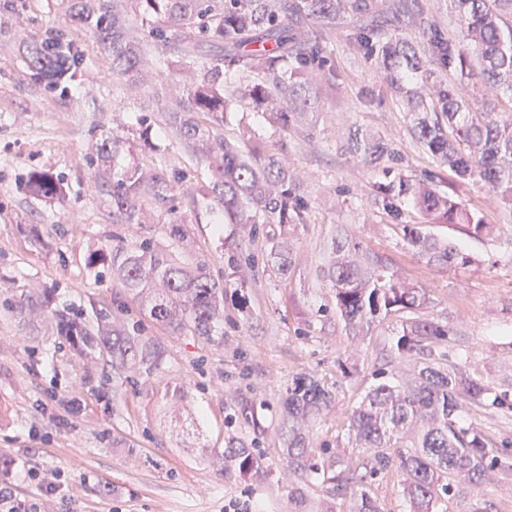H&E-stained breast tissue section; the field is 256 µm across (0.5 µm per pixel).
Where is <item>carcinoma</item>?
Instances as JSON below:
<instances>
[{
    "label": "carcinoma",
    "instance_id": "carcinoma-1",
    "mask_svg": "<svg viewBox=\"0 0 512 512\" xmlns=\"http://www.w3.org/2000/svg\"><path fill=\"white\" fill-rule=\"evenodd\" d=\"M73 37L57 31L25 45L24 61L33 78L50 91L74 79L83 53L75 37L90 33L111 61L116 78L142 75L149 63L138 28L121 8L134 7L135 19L148 26L163 61L173 63L179 79L173 98L156 92L154 113L175 129L196 163L205 171L197 192L224 210V223L243 229L231 268L255 267L263 249L271 272L288 279L293 266V233L306 223L310 208L297 177L254 137L224 131L242 102L282 125L308 136L321 110L319 86L336 84V67L326 66L328 36L336 22L354 18L350 43L374 61L380 79L401 100L409 116L411 137L435 158L437 166L461 180L495 190L512 207V122L471 105L455 80L429 84L432 69L453 70L480 78L477 94L512 102V0H448L457 31L438 34L441 23L415 14L407 0H70ZM29 0H0V20L18 19ZM410 29L429 34L419 51ZM336 150L360 163L382 167L368 198L374 210L401 229L414 255L432 266L453 268L473 263L455 243L436 237L431 224H455L474 236L492 232L476 210L461 205L431 177L416 178L393 166L398 155L381 135L360 128ZM120 141L96 138L89 158L94 187L112 202V238L90 257L102 274L116 282L124 298L116 309L90 304L92 315L56 314L60 335L81 353L94 354L119 378L128 372L151 375L163 362L162 347L121 319L129 302L156 326L206 344L224 340V278L213 274L208 258L188 260L174 245L188 237L191 218L180 214L167 224L171 243L164 245L141 232L149 223L145 201L168 204L179 181L155 166L120 163ZM25 186L48 200L60 195V182L33 173ZM410 202L420 221H406L402 203ZM334 293V311L346 330L360 335L376 318L416 310L426 300L420 289L402 281L388 258L364 247L344 228L331 238L329 260L322 269ZM53 290L43 288L20 297L19 314L49 310ZM448 325L428 319L402 327L389 358L407 359L405 379L379 367L374 382L347 416L348 442L366 453L362 462L338 449L323 459L313 446L316 422L334 403L335 384L323 377L296 375L283 399L282 455L296 477L331 482L336 498L348 499V512H382L372 482L394 473L409 512H438L459 487H480L491 472L512 471V463L495 454L487 435L462 422L468 406L512 410V389L491 385L458 367L439 363L434 345L448 340ZM233 457L245 478L265 476L263 461L245 441Z\"/></svg>",
    "mask_w": 512,
    "mask_h": 512
}]
</instances>
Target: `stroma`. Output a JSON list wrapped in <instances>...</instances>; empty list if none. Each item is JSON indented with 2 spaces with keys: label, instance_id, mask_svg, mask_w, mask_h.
<instances>
[{
  "label": "stroma",
  "instance_id": "35a3bbf8",
  "mask_svg": "<svg viewBox=\"0 0 512 512\" xmlns=\"http://www.w3.org/2000/svg\"><path fill=\"white\" fill-rule=\"evenodd\" d=\"M70 27L61 0H32L15 28L0 32V453L11 459L8 480L16 494L36 512H224L225 500L244 491L257 512H312L316 502L333 501L329 485L319 483L304 486L303 499L291 497L281 456V398L302 372L337 382L336 410L314 431L315 444L335 445L346 434V414L372 383V369L385 362L411 316L377 319L358 339L338 317L319 316L334 303L319 271L339 225L425 290L427 302L416 315L449 325V365L491 383L512 382V211L486 188L438 171L413 141L403 105L383 87L375 64L352 50L347 20L329 43L338 78L335 87L320 90L323 110L312 138L275 130L247 107L234 116L288 162L310 200L307 221L295 230L287 279L259 269L249 288H238L226 264L233 227L197 194L203 169L172 129L152 130L164 170L182 174L177 206L191 223L179 251L206 255L227 281L222 344L143 323L142 335L162 346L163 363L152 376L120 383L111 380L109 366L90 363L64 343L51 317L22 318L14 305L37 288L54 289L55 307L78 313L119 295L88 265L91 251L112 234L110 200L95 191L88 160L95 138L108 132L123 140L127 158L149 161L135 118L174 76L164 67L145 80L113 77L108 57L86 34L77 78L65 94H50L31 76L19 40ZM358 125L392 144L403 173L438 172L461 203L496 225L494 235L482 238L432 226L436 236L469 253L471 265L442 270L426 264L406 249L395 224L374 213L367 203L374 172L334 149ZM34 171L59 179L60 201L21 191ZM74 398L75 411L69 408ZM465 419L512 455V412L475 410ZM235 438L252 441L270 472L267 480L239 476ZM46 479L58 486L49 497L41 492ZM445 512H512V475L465 489L446 502Z\"/></svg>",
  "mask_w": 512,
  "mask_h": 512
}]
</instances>
